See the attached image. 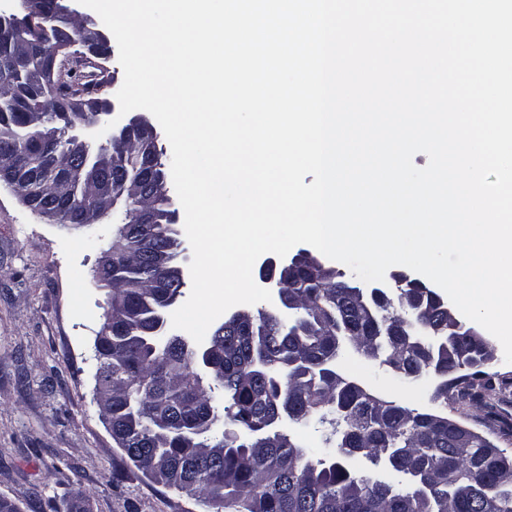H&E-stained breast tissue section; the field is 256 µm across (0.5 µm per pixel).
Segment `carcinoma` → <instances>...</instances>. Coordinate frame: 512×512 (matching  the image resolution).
<instances>
[{
    "label": "carcinoma",
    "instance_id": "carcinoma-1",
    "mask_svg": "<svg viewBox=\"0 0 512 512\" xmlns=\"http://www.w3.org/2000/svg\"><path fill=\"white\" fill-rule=\"evenodd\" d=\"M89 94L102 83L65 79L44 88L48 106L64 102L74 87ZM33 115L0 112V154L17 144L27 153L31 177L45 181L50 194L71 197L58 223L75 229L90 219L91 207H111L122 200L129 221L112 242V264L95 270L96 282L112 291V334L103 342V377L97 399L101 415L112 420V439L142 473L205 505L227 503L236 512H512V473L501 472L498 448L480 434L461 448L448 424L432 423L427 413L393 401L381 414L367 411L370 394L339 374L335 361L345 344L381 343L380 356L402 345V309L415 304L412 289L403 300L382 305L373 300L356 309L343 306L348 283L334 270H323L303 258L288 274V292L304 299L305 311L287 327L272 315L257 312L256 333L224 322L212 332L217 347L208 357L210 382L197 372L195 348L183 336L153 334L156 315L183 294L181 280L154 267L153 249L175 257L178 236L171 227L163 162L156 146L139 135L108 144L100 172L112 179V193L95 203L82 184L59 181L81 149L61 137L56 153L46 151L30 123ZM149 188L145 205L157 221L141 224L129 200L132 186ZM420 315L435 330L451 337L429 357L431 365L455 374L436 390L448 401H480L496 390L485 371L480 347L466 332L448 330V312L427 300ZM422 354L401 355L405 382L417 380ZM220 388L224 398L214 395ZM286 408L296 422L320 414L330 420L338 438L359 442L373 466L389 459L390 471L404 485L357 475L341 462L313 460L283 434L264 446L249 439L247 427ZM237 430L215 433L218 425Z\"/></svg>",
    "mask_w": 512,
    "mask_h": 512
}]
</instances>
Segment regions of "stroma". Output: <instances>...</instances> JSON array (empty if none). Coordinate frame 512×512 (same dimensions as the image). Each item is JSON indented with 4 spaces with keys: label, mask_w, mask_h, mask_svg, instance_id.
Segmentation results:
<instances>
[{
    "label": "stroma",
    "mask_w": 512,
    "mask_h": 512,
    "mask_svg": "<svg viewBox=\"0 0 512 512\" xmlns=\"http://www.w3.org/2000/svg\"><path fill=\"white\" fill-rule=\"evenodd\" d=\"M126 221L115 205L92 227L69 230L33 213L0 184V496L21 512H68L74 489L89 512H205L193 498L138 471L117 447L95 400V337L107 294L94 278ZM337 372L386 400L458 421L512 454V432L483 405L434 396L437 382L405 384L390 367L345 348ZM318 459L333 454L329 424L291 425Z\"/></svg>",
    "instance_id": "35a3bbf8"
}]
</instances>
